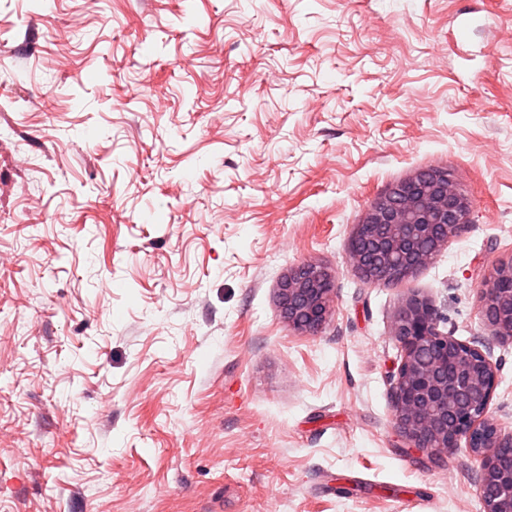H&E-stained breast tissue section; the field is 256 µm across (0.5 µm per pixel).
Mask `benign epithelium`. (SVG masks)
Masks as SVG:
<instances>
[{
  "instance_id": "1",
  "label": "benign epithelium",
  "mask_w": 512,
  "mask_h": 512,
  "mask_svg": "<svg viewBox=\"0 0 512 512\" xmlns=\"http://www.w3.org/2000/svg\"><path fill=\"white\" fill-rule=\"evenodd\" d=\"M471 202L448 172L428 168L394 184L368 207L351 240L350 258L367 282L402 281L429 264L468 222ZM335 276L325 266L291 267L277 288L288 325L316 334L325 326ZM488 335L461 340L439 330L433 303L418 295L398 309L393 338L401 354L390 376L393 420L411 448L433 455L465 445L477 464L483 512H512V431L490 413L499 384L494 344L512 342V261L490 274L481 295Z\"/></svg>"
}]
</instances>
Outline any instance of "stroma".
I'll return each instance as SVG.
<instances>
[{
  "mask_svg": "<svg viewBox=\"0 0 512 512\" xmlns=\"http://www.w3.org/2000/svg\"><path fill=\"white\" fill-rule=\"evenodd\" d=\"M427 168L468 224L363 280L357 224ZM510 260L512 0H0V512H482L467 448L394 426L392 325L416 294L484 334ZM307 261L315 335L277 302ZM335 276L325 266L304 262L291 267L277 288L278 307L288 325L300 333L317 334L325 326Z\"/></svg>",
  "mask_w": 512,
  "mask_h": 512,
  "instance_id": "1",
  "label": "stroma"
}]
</instances>
